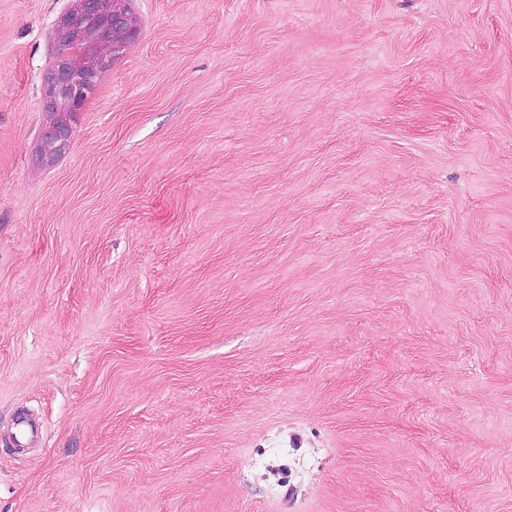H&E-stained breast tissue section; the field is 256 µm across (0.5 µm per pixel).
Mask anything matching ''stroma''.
<instances>
[{"label":"stroma","instance_id":"obj_1","mask_svg":"<svg viewBox=\"0 0 512 512\" xmlns=\"http://www.w3.org/2000/svg\"><path fill=\"white\" fill-rule=\"evenodd\" d=\"M130 3L42 167L0 0V512H512V0ZM33 414L31 413H21L14 417L12 426L15 430V442L16 446L23 447L25 442L30 435V432H33V426L35 424V433L39 440L43 437L42 425L33 423Z\"/></svg>","mask_w":512,"mask_h":512}]
</instances>
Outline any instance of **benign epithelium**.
Masks as SVG:
<instances>
[{"instance_id": "benign-epithelium-1", "label": "benign epithelium", "mask_w": 512, "mask_h": 512, "mask_svg": "<svg viewBox=\"0 0 512 512\" xmlns=\"http://www.w3.org/2000/svg\"><path fill=\"white\" fill-rule=\"evenodd\" d=\"M78 15L87 19L107 16L121 39L108 47L91 49L92 41L74 28V19ZM54 30L57 63L43 87L44 104L55 112L76 113L100 82L112 57L138 39L140 27L127 6V0H76L74 9L58 16ZM42 137L67 148L71 143L72 124L48 125Z\"/></svg>"}]
</instances>
